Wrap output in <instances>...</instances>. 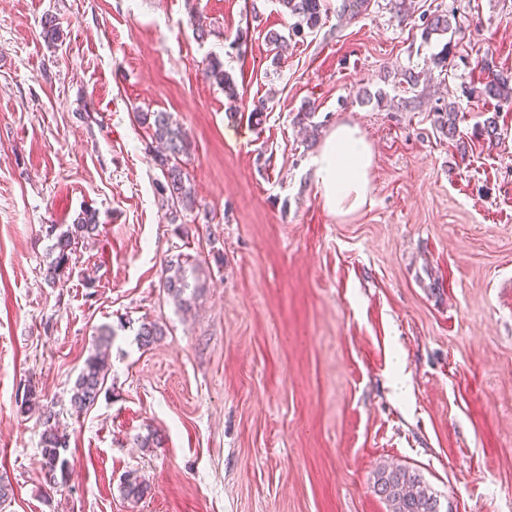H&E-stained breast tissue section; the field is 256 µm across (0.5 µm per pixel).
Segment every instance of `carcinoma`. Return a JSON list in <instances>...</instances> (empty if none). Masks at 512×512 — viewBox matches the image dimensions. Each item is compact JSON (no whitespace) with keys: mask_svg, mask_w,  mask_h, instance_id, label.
I'll return each instance as SVG.
<instances>
[{"mask_svg":"<svg viewBox=\"0 0 512 512\" xmlns=\"http://www.w3.org/2000/svg\"><path fill=\"white\" fill-rule=\"evenodd\" d=\"M285 12L297 18L295 30L306 28L313 31L320 27L322 16L328 10L327 0H279ZM451 29L448 15L434 13L424 21L423 34L445 35ZM206 75L223 87L230 99H237L236 85L231 75L224 70V63L217 58L209 61ZM479 96L485 101L512 99V80L501 73H493L486 78L479 90ZM142 120L148 122L150 138L157 143V152L151 155L154 165L161 170L163 181L157 183V193L161 206L171 224L182 220L184 213L191 212L196 206V192L181 165V157L189 155L190 142L182 126L176 123L168 112H146ZM457 112L448 106V111L439 115V128L452 138L456 133ZM99 225L97 212L89 208L78 214L73 223L60 233L55 226L46 229L47 235L54 237L49 250L50 261L45 270V280L51 284L61 282L70 264L76 260L79 243L96 234ZM201 265L191 256L177 254L165 264V277L162 287L167 295L179 306L187 304L184 295L189 288L188 273H194ZM161 328L154 322L141 324L138 338L143 346L151 345ZM112 332L100 329L99 342L84 361L80 369L70 398L75 412L81 413L93 406L105 389L110 363L108 347ZM41 434L44 468L50 475V481H66L70 472V461L66 457L69 448L68 435L60 429L58 415L50 408L42 412ZM123 494L135 502L148 493L149 485L135 471H129L121 483ZM373 489L390 507V512H436L438 495L427 486L421 477L406 467L382 466L375 476Z\"/></svg>","mask_w":512,"mask_h":512,"instance_id":"obj_1","label":"carcinoma"}]
</instances>
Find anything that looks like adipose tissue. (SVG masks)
<instances>
[{
  "mask_svg": "<svg viewBox=\"0 0 512 512\" xmlns=\"http://www.w3.org/2000/svg\"><path fill=\"white\" fill-rule=\"evenodd\" d=\"M373 162L371 145L359 127L338 125L313 160L322 206L339 217L362 209L369 201Z\"/></svg>",
  "mask_w": 512,
  "mask_h": 512,
  "instance_id": "obj_1",
  "label": "adipose tissue"
}]
</instances>
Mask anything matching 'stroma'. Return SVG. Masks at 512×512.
<instances>
[{
    "mask_svg": "<svg viewBox=\"0 0 512 512\" xmlns=\"http://www.w3.org/2000/svg\"><path fill=\"white\" fill-rule=\"evenodd\" d=\"M341 4L296 34L278 0H0V512H389L385 464L442 512H512V104L476 95L481 62L512 74V0H413L403 21L394 0ZM437 12L452 30L423 38ZM213 58L236 102L205 77ZM154 111L191 143L180 224L136 118ZM342 123L374 150L370 200L345 218L312 163ZM86 207L95 241L49 285L46 229ZM180 253L202 266L185 309L161 286ZM144 322L163 330L147 347ZM104 326L109 393L78 414ZM30 384L70 438L67 483L42 466ZM129 470L151 487L136 504Z\"/></svg>",
    "mask_w": 512,
    "mask_h": 512,
    "instance_id": "1",
    "label": "stroma"
}]
</instances>
